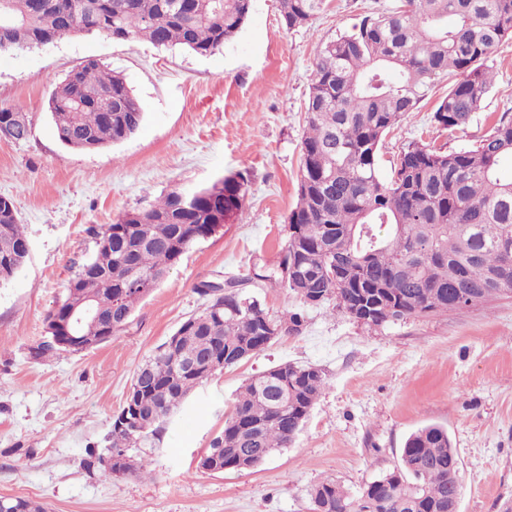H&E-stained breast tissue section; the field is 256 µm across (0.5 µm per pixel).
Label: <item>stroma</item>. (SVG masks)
Instances as JSON below:
<instances>
[{"mask_svg":"<svg viewBox=\"0 0 512 512\" xmlns=\"http://www.w3.org/2000/svg\"><path fill=\"white\" fill-rule=\"evenodd\" d=\"M398 3L324 0L315 20L290 30L278 0H253L237 37L207 56L105 32L0 53V105L22 106L31 122L27 140L0 139V197L14 203L29 244L23 268L0 283V497L49 512H309L319 481L357 494L398 465L410 433L438 424L460 459L459 512H502L512 502V299L375 327L328 305L303 308L287 289L258 282L271 317L304 311L302 330L193 390L141 451L153 475L115 478L82 465L86 448H104L138 365L207 306L199 285L273 267L297 201L317 49ZM89 58L123 74L144 112L135 134L97 151L64 145L48 110L55 85ZM493 66V86L466 130L430 120L444 81L406 114L379 151L381 177L409 143L458 151L486 135L492 117L512 113V40ZM238 173L250 182L243 214L194 243L122 331L82 352L31 359L94 229L172 189ZM286 362L326 374L295 442L257 468L200 470L242 383Z\"/></svg>","mask_w":512,"mask_h":512,"instance_id":"35a3bbf8","label":"stroma"}]
</instances>
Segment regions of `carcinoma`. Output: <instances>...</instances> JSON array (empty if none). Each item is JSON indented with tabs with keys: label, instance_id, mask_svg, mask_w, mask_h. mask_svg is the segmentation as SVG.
I'll return each mask as SVG.
<instances>
[{
	"label": "carcinoma",
	"instance_id": "cac0c4a2",
	"mask_svg": "<svg viewBox=\"0 0 512 512\" xmlns=\"http://www.w3.org/2000/svg\"><path fill=\"white\" fill-rule=\"evenodd\" d=\"M4 0L0 2V53L36 47L54 36L102 31L116 40L180 45L211 55L241 30L252 0ZM324 0H280L288 29L312 21ZM512 37V0H401L372 13L318 50L306 103L297 201L276 270L230 277L202 313L175 331V352L160 345L136 371L107 447L86 449L87 469L111 468L112 454L127 473L145 469L133 452L162 436L187 395L216 372L268 347L269 321L285 336L303 317L273 318L243 288L253 279L275 280L300 301L311 295L368 310L373 325L460 309L455 290L480 289L482 302L512 289V114L502 113L488 135L470 148L444 152L410 143L390 181L378 172L384 137L416 110L434 84L448 80L431 117L443 130H463L493 85L490 62ZM49 111L58 139L80 150H99L133 135L143 108L125 78L94 59L72 68L55 86ZM0 124L15 142L31 123L17 106L0 108ZM250 184L243 175L222 177L194 190L191 203L172 190L148 207L122 214L94 232V250L79 263L64 298L46 318V336L66 313L89 300L102 326L82 332L83 345H100L130 319L117 304L133 289L149 293L186 250L244 211ZM13 202L0 197V283L13 278L27 243ZM326 385L312 364L284 363L247 379L206 455L224 449L214 473L239 469L243 456L264 464L296 439ZM458 457L448 430L423 426L406 439L401 464L351 495L326 479L310 492V512H452L461 488L449 477Z\"/></svg>",
	"mask_w": 512,
	"mask_h": 512
}]
</instances>
